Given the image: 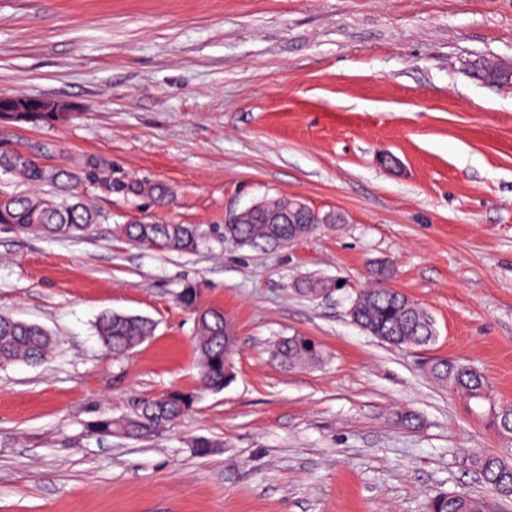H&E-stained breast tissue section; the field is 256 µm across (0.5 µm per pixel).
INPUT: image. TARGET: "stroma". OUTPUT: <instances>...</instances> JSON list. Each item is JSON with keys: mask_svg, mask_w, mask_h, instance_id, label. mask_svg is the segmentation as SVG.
I'll list each match as a JSON object with an SVG mask.
<instances>
[{"mask_svg": "<svg viewBox=\"0 0 512 512\" xmlns=\"http://www.w3.org/2000/svg\"><path fill=\"white\" fill-rule=\"evenodd\" d=\"M512 64V0H0V93L68 107L0 123L42 162L111 167L146 196L74 189L100 219L85 237L0 227V316L56 343L0 368V512H424L430 496L492 498L475 457L512 438L429 375L436 358L484 373L512 405V85L470 68ZM278 196L336 213L292 245L224 238L229 212ZM197 227L195 252L126 241L117 227ZM425 308L438 336L396 347L351 323L371 271ZM335 285L310 300L304 277ZM224 311L236 377L199 380L186 286ZM151 318L115 357L101 314ZM302 334L319 362L273 355ZM192 409L147 440L100 436L170 389ZM413 423H405V414ZM216 442L210 455L191 446ZM112 189L116 192L123 193L126 195H150L158 203H164L168 197V191L165 187L160 185L146 186L137 180H129L126 182L118 183L115 187L112 186V182L109 185V192L112 194Z\"/></svg>", "mask_w": 512, "mask_h": 512, "instance_id": "stroma-1", "label": "stroma"}]
</instances>
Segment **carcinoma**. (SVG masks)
<instances>
[{"mask_svg":"<svg viewBox=\"0 0 512 512\" xmlns=\"http://www.w3.org/2000/svg\"><path fill=\"white\" fill-rule=\"evenodd\" d=\"M22 102L31 112H11L3 118L14 123L50 122L57 119L45 111L46 100L36 97L22 99L3 96L6 105ZM0 172H7L32 187L27 194H9L0 204V224L19 232H33L56 237L79 238L89 226L98 222L99 213L73 194V187L96 183L95 165L89 163L76 169L40 166L17 161L6 151L0 152ZM51 191L45 192L42 187ZM126 195H149L158 203L168 197L160 185L147 186L129 180L109 186ZM336 220V215H320L311 207L300 210L286 224L267 223L266 213L251 215L240 224L224 225V237L256 248L268 247L271 234L297 241L309 236L320 224ZM119 233L127 240L179 252H193L199 247L200 234L190 224L145 222L124 224ZM390 270L380 266L373 271L372 284L351 300V321L364 332L394 346H421L433 342L437 330L433 318L404 293L385 281ZM180 303L195 316L196 342L203 384L222 390L235 378L233 351L236 340L228 335L222 310L203 307L197 290L188 286L178 296ZM154 331V323L144 317L109 314L101 317L97 336L101 345L114 355H122L146 341ZM54 349V339L42 327L0 316V367L17 361L38 363ZM321 355L318 346L305 336H290L275 349V356L290 368L316 362ZM432 377L462 398L466 405L482 409L494 428L512 425V406H500L491 397L485 376L470 364L453 359H437L429 366ZM194 396L173 389L162 396L142 401L136 410L121 419L103 414L91 422L101 434L121 433L133 439H148L173 425L191 409ZM474 464L484 483L503 497L512 496V462L495 456H479ZM426 512H492L484 499L467 493H440L429 499Z\"/></svg>","mask_w":512,"mask_h":512,"instance_id":"1","label":"carcinoma"}]
</instances>
